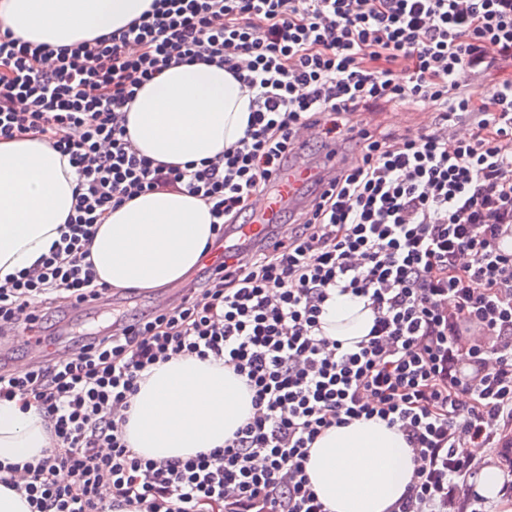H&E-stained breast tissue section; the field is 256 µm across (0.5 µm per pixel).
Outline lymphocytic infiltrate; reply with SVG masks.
Returning <instances> with one entry per match:
<instances>
[{"label":"lymphocytic infiltrate","mask_w":512,"mask_h":512,"mask_svg":"<svg viewBox=\"0 0 512 512\" xmlns=\"http://www.w3.org/2000/svg\"><path fill=\"white\" fill-rule=\"evenodd\" d=\"M215 62L252 95L223 156L184 167L141 155L126 112L175 64ZM512 65V0H152L70 47L0 27V139L38 137L77 175L48 255L0 285V335L44 305L100 300L89 247L112 208L151 191L200 198L238 224L313 145L357 156L313 180L284 241L225 247L173 307L115 319L68 357L0 368V402H35L53 448L0 464L31 512H327L306 464L326 429L378 419L414 463L392 512H494L460 502L470 448L512 447V74L474 99L458 81ZM427 102L431 129L356 130L373 103ZM366 299L354 346L324 336L331 290ZM174 357L224 362L254 412L223 447L181 463L138 456L123 433L141 372Z\"/></svg>","instance_id":"obj_1"}]
</instances>
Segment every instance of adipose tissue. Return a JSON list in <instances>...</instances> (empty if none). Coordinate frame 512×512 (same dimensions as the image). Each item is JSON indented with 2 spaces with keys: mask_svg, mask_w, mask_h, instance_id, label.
I'll use <instances>...</instances> for the list:
<instances>
[{
  "mask_svg": "<svg viewBox=\"0 0 512 512\" xmlns=\"http://www.w3.org/2000/svg\"><path fill=\"white\" fill-rule=\"evenodd\" d=\"M151 0H0V25L24 41L72 46L112 33ZM251 95L222 66H171L138 92L127 134L139 152L172 166L220 154L244 134ZM77 175L48 142L0 140V283L34 265L60 237L75 202ZM215 231L208 206L181 191L146 192L118 206L91 246L97 280L115 290L151 292L196 270ZM374 315L365 299L332 295L321 317L324 336L351 346L368 335ZM252 413V395L222 363L178 358L144 373L130 400L124 436L140 456L176 461L223 446ZM53 438L40 407L0 403V461L41 458ZM408 446L382 421L331 427L307 463L328 512H391L413 473Z\"/></svg>",
  "mask_w": 512,
  "mask_h": 512,
  "instance_id": "ef3b65f1",
  "label": "adipose tissue"
}]
</instances>
